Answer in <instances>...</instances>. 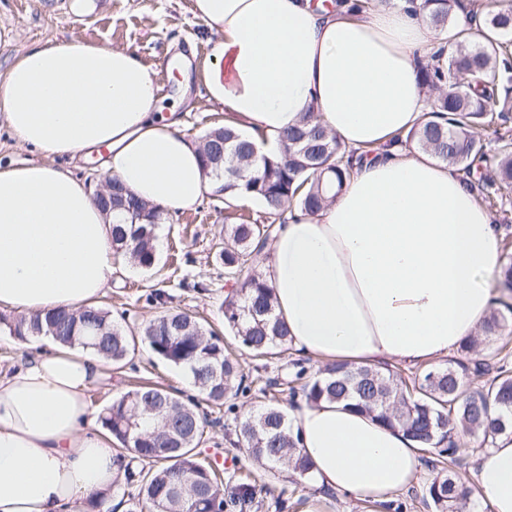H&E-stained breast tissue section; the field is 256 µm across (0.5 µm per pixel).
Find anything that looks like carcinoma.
<instances>
[{
	"mask_svg": "<svg viewBox=\"0 0 512 512\" xmlns=\"http://www.w3.org/2000/svg\"><path fill=\"white\" fill-rule=\"evenodd\" d=\"M469 14L478 5L462 0H421L426 22L444 27L459 10ZM483 40L457 33L448 51V67H421L422 86L436 97L429 110L407 135L394 140L414 141L436 159L462 174L484 200L512 187V144L499 149L493 175L475 178L486 162L483 145L472 136L476 126L490 127L507 120L512 110V9L482 14ZM276 157L254 153V143L232 125L208 131L201 144L202 163L215 180L214 193L232 207L241 195L261 200L255 217L240 216L231 225L219 258L224 272L240 281V293L224 301V324L257 356L275 354L288 347V330L274 313L271 288L253 267V257L264 247L276 224L286 223V213L300 207L310 215L319 212L330 196L337 195L349 177L354 160L369 154L352 150L329 134L313 113L281 138ZM104 211L120 212L125 223L112 225V247L129 262L150 269L156 261V230L166 220L159 208L137 199L117 179H112V203L98 200ZM18 341L30 336H51L63 346L78 347L103 356L121 369L136 341L157 357L188 369L198 397H180L154 384L136 386L112 400L99 415L101 427L118 443L116 460L124 465L128 512H211L218 486L211 464L200 460L195 448L201 442L206 420L201 403L221 406L224 399L244 390L239 364L224 352V340L184 312H165L135 333L112 319L100 306L79 312L57 309L11 321L0 318ZM512 326V303L502 298L483 326L485 337L497 336ZM463 350L476 358L455 367L430 369L420 377L404 378L389 368H351L333 363L302 388L309 403L323 399L347 401L352 408L399 425L418 446L432 448L443 464L439 475L423 486L425 504L435 512H459L468 505L471 491L457 480L460 448L452 435L475 437L479 447L499 437L512 436V368L507 345L495 351L500 357L497 374L482 387L469 383L470 374L483 373L480 339ZM241 441L248 457L271 466L282 464L305 479L311 465L301 454L283 410L270 406L241 423Z\"/></svg>",
	"mask_w": 512,
	"mask_h": 512,
	"instance_id": "carcinoma-1",
	"label": "carcinoma"
}]
</instances>
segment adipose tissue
I'll return each instance as SVG.
<instances>
[{
	"instance_id": "ef3b65f1",
	"label": "adipose tissue",
	"mask_w": 512,
	"mask_h": 512,
	"mask_svg": "<svg viewBox=\"0 0 512 512\" xmlns=\"http://www.w3.org/2000/svg\"><path fill=\"white\" fill-rule=\"evenodd\" d=\"M210 37L206 100L259 153L307 112L355 163L317 215L293 210L267 246L263 278L296 352L354 367H412L457 353L495 301L502 236L495 215L447 164L393 137L427 111L418 58L447 55L448 35L407 0L360 16L321 0H194ZM157 73L137 51L73 39L36 43L0 79V114L41 162L0 166V311L32 315L94 304L116 271L112 226L74 174L97 157L109 177L169 211L212 189L199 145L162 114ZM93 353L29 346L0 377V512H82L122 480L112 437L86 399L109 377ZM315 480L377 512L414 481L421 448L400 427L345 404L288 412ZM477 497L512 512V438L483 449Z\"/></svg>"
}]
</instances>
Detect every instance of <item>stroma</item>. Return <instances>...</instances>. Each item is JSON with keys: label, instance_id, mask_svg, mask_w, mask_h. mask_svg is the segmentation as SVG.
Instances as JSON below:
<instances>
[{"label": "stroma", "instance_id": "obj_1", "mask_svg": "<svg viewBox=\"0 0 512 512\" xmlns=\"http://www.w3.org/2000/svg\"><path fill=\"white\" fill-rule=\"evenodd\" d=\"M194 0H0V76L27 47L48 40L74 37L83 42L112 48L136 49L155 69L171 63L167 94H186L180 115L185 133L193 140L224 121L203 96L200 74L206 56L209 32L193 12ZM260 206L247 201L226 209L223 198L207 195L192 207L170 213L157 232V262L143 270L125 258H117L112 287L100 297L113 317H124L128 326L139 327L168 310H181L223 328L221 305L235 294L238 285L226 280L218 252L230 229L227 213L256 215ZM161 290L165 303L150 301ZM250 390L225 400L223 406L207 407L206 440L199 450L203 458L222 464L224 493L232 495L237 483L249 479L260 483L258 503L247 512H269L273 496L285 499V512H304L317 496L316 485L282 471L271 474L251 461L238 441L241 422L264 408L288 409L302 403L303 395H290L289 381L298 370L315 376L322 368L295 351L270 359L253 356L243 347L235 349ZM148 380L165 388L184 390L185 381L171 366L141 347L124 368L113 371L106 384L91 388L87 397L94 409L137 382ZM318 497V496H317Z\"/></svg>", "mask_w": 512, "mask_h": 512}]
</instances>
